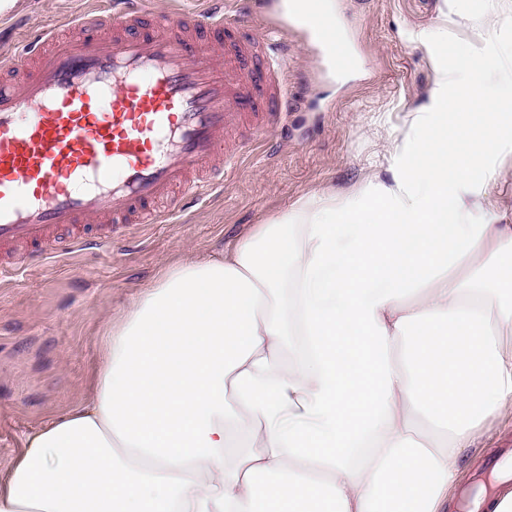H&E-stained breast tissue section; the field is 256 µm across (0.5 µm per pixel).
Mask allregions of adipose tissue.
I'll return each mask as SVG.
<instances>
[{"label": "adipose tissue", "instance_id": "ef3b65f1", "mask_svg": "<svg viewBox=\"0 0 512 512\" xmlns=\"http://www.w3.org/2000/svg\"><path fill=\"white\" fill-rule=\"evenodd\" d=\"M389 179L322 190L221 259L164 265L107 320L87 396L0 477V512H447L512 412V224H478L512 157V68L476 27ZM469 109L466 133L429 114ZM479 448H472L465 460L464 487L472 486L479 471L491 472L502 453L512 449V415L497 418L487 423Z\"/></svg>", "mask_w": 512, "mask_h": 512}]
</instances>
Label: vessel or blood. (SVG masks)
I'll use <instances>...</instances> for the list:
<instances>
[{"label": "vessel or blood", "instance_id": "1", "mask_svg": "<svg viewBox=\"0 0 512 512\" xmlns=\"http://www.w3.org/2000/svg\"><path fill=\"white\" fill-rule=\"evenodd\" d=\"M330 74L357 69L324 0H291ZM223 63H216V53ZM287 44L242 36L223 11L144 0L70 19L0 54V272L111 246L158 224L242 162L244 133L288 111Z\"/></svg>", "mask_w": 512, "mask_h": 512}]
</instances>
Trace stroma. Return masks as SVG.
Wrapping results in <instances>:
<instances>
[{
    "mask_svg": "<svg viewBox=\"0 0 512 512\" xmlns=\"http://www.w3.org/2000/svg\"><path fill=\"white\" fill-rule=\"evenodd\" d=\"M197 10L222 4L227 20L290 45L288 78L296 106L269 144L249 148L223 187L205 190L161 224H130L124 242L78 251L24 272L0 275V471L28 435L62 415L87 392L108 316L119 315L185 255L223 256L253 225L323 189L344 195L373 177L388 178V137H405L422 111L435 72L422 38L444 13L489 26L490 61L512 54V19L497 0H336V18L360 54L342 77L325 72L302 32L275 27L259 0H180ZM97 0H22L0 14V46L20 41L96 8ZM480 224L512 223V159L496 166L483 189ZM512 449V415L490 421L465 462V484L492 471Z\"/></svg>",
    "mask_w": 512,
    "mask_h": 512,
    "instance_id": "stroma-1",
    "label": "stroma"
}]
</instances>
